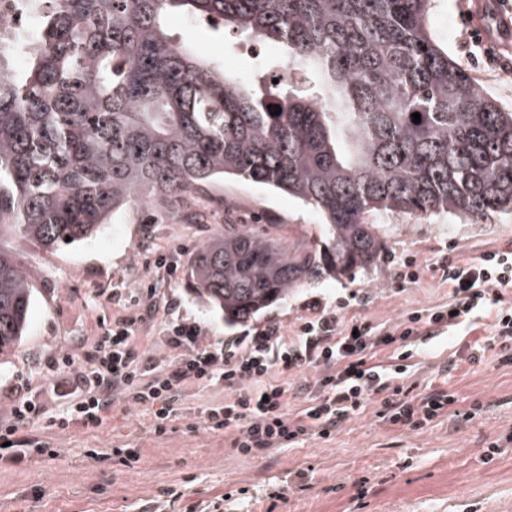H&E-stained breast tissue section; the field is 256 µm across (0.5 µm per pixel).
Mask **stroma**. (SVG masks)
<instances>
[{
  "label": "stroma",
  "mask_w": 512,
  "mask_h": 512,
  "mask_svg": "<svg viewBox=\"0 0 512 512\" xmlns=\"http://www.w3.org/2000/svg\"><path fill=\"white\" fill-rule=\"evenodd\" d=\"M473 8L472 0H432L431 32L459 67L512 111V75L476 63L480 49L466 41L464 15ZM166 27L197 56L219 61L233 79L249 78L256 58L277 53L179 11L167 15ZM255 220L287 225L292 243L322 238L314 209L235 178L129 208L93 239L59 251L29 246L10 224H0V248L17 253L37 299L24 340L0 355V424L10 420L13 400L24 396L40 402L46 416H63L51 360L67 355L82 364L83 352L113 321L140 313L138 285L145 278L154 281L159 311L137 324V344L169 360L175 353L164 338L168 302H177L178 314L199 327L206 344L269 326L292 335L312 305L352 293L361 299L352 314L390 327L406 313L447 303L448 285L435 265L449 245L472 259L512 240V212L478 224L451 213L371 214L367 220L379 225L386 244L378 263L349 277L320 275L287 302L228 325L192 293L190 258L215 227ZM160 255L178 266L176 278L154 267ZM408 256L420 268L415 283L398 275ZM455 350L450 341L421 352L411 380L422 391L447 381L461 409L475 402L482 409L471 420L443 416L421 430L380 422L370 404L330 437L245 454L205 427L206 406L226 396L214 386L175 394V416L162 436L152 431V409L120 399L94 430L76 423L63 430L27 426L49 450L22 466L0 458V512H191L216 497L224 501L222 512H512V364L493 350L475 364L458 361ZM493 441L499 450L489 460L484 452ZM130 451L138 454L131 468L123 464ZM300 472L306 475L301 488L292 481ZM274 485L280 498H267Z\"/></svg>",
  "instance_id": "stroma-1"
}]
</instances>
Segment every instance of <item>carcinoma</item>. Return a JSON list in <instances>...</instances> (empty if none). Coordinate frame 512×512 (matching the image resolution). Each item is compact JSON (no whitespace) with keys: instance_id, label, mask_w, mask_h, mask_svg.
<instances>
[{"instance_id":"obj_1","label":"carcinoma","mask_w":512,"mask_h":512,"mask_svg":"<svg viewBox=\"0 0 512 512\" xmlns=\"http://www.w3.org/2000/svg\"><path fill=\"white\" fill-rule=\"evenodd\" d=\"M23 2L34 26L0 38V222L28 245L84 242L122 209L227 177L312 206L322 251L286 245L284 224H226L193 253L194 294L234 324L321 270L374 265L386 245L369 213L512 211V112L433 38L431 0ZM173 9L286 59L230 79L168 34ZM33 298L0 249V355Z\"/></svg>"}]
</instances>
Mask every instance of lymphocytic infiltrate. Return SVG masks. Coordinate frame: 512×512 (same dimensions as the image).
Segmentation results:
<instances>
[{
	"mask_svg": "<svg viewBox=\"0 0 512 512\" xmlns=\"http://www.w3.org/2000/svg\"><path fill=\"white\" fill-rule=\"evenodd\" d=\"M438 269L448 283L447 304L412 312L392 328L347 317L351 300L342 296L300 318L290 337L267 328L205 344L195 324L176 317L168 322L166 335L177 355L158 360L139 352L135 319L117 320L85 353L81 367H74L69 357L57 359L66 371L57 390L68 401L57 426L64 429L75 420L98 428L113 399L125 396L154 407L153 432L161 436L172 420L174 392L214 384L229 396L206 408L207 427L246 453L292 448L313 435L328 437L372 402L381 421L424 428L449 414L457 397L439 385L415 394L402 384L419 346L487 318L491 332L483 346L471 347L468 360L479 362L483 351L497 347L504 362L512 361V302L505 298L512 288V242L473 260L448 254ZM301 370L311 377L300 407L292 411L288 384L271 382L270 376ZM12 415L13 423L0 425V444L10 462L24 465L32 453L45 450L41 441L23 432L24 425L40 420L42 410L32 399L21 398Z\"/></svg>",
	"mask_w": 512,
	"mask_h": 512,
	"instance_id": "1",
	"label": "lymphocytic infiltrate"
}]
</instances>
